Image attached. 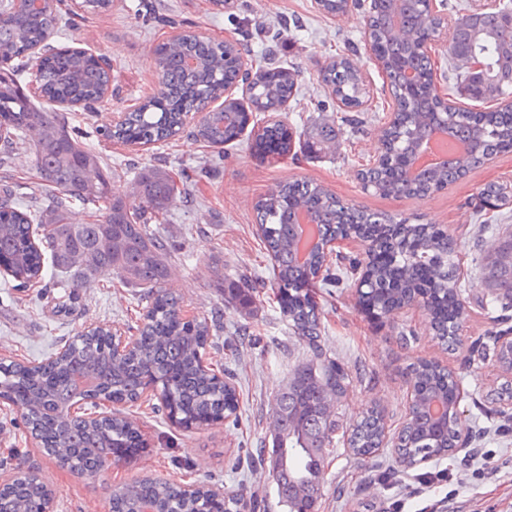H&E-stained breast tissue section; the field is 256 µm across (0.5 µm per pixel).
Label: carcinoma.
<instances>
[{
    "label": "carcinoma",
    "instance_id": "cac0c4a2",
    "mask_svg": "<svg viewBox=\"0 0 512 512\" xmlns=\"http://www.w3.org/2000/svg\"><path fill=\"white\" fill-rule=\"evenodd\" d=\"M8 17L0 19V144L31 134L36 141V167L54 194L53 209L16 206L12 186L0 184V269L25 288L45 280L52 271L67 288L92 283L130 281L155 290L134 347L112 352L109 330L80 338L63 353L39 367L0 360V399L17 405L30 435L48 453L68 452L81 471L98 472L128 457V448L141 447L140 436L117 414L99 421L78 416L64 419L84 400L77 375L94 384L93 395L114 404L136 402L149 385L160 390L168 417L185 426L202 428L236 409L235 393L227 382L201 365V349L209 336L207 321L187 320L179 299L163 289L168 277L166 241L150 222L165 214L177 186L161 172L148 171L136 182L129 199L112 195V178L101 167L99 153L53 113L38 107L19 84L17 72L36 67L41 96L49 103L89 101L111 80L101 56L70 49H34L56 33L58 0H9ZM429 17L416 0H371L365 32L376 43L393 89L401 88V70L410 66L418 84L397 92L399 115L382 131L388 163L361 172L364 185L382 195L425 197L464 178L493 153L512 151V112L496 108L461 109V115L440 130L450 142L448 161L410 175V135L433 130L439 99L434 65L418 50ZM158 90L119 120L103 126L105 140L123 145L157 144L184 130L201 97L224 96L225 84L238 77L233 47L187 33L156 47ZM450 70L460 79L464 95L475 102L497 101L512 87V0L497 7L460 14L450 34ZM257 98L271 103L291 96L298 74L283 67L254 73ZM331 92L355 97L364 83L359 70L344 56L332 60L319 74ZM254 121L251 112L232 102L197 121L192 133L212 146L239 140ZM297 131L280 123L257 136L265 152L283 150ZM329 133L320 130L303 142L309 157L321 155ZM79 199L96 206L87 224H68L64 213ZM480 207L512 204V192L490 183L479 191ZM256 222L264 226L261 241L274 260L273 286L280 293L288 324L312 352L288 384L278 391L272 410V449L268 474L285 512H316L324 482L326 453L334 446L341 425L333 411L350 385L349 374L323 353L321 318L313 295L314 280L323 266L324 244L363 237L374 240L386 258H371L369 282L362 299L370 311L385 317L417 295H428L433 335L444 345L453 341L455 326L465 314L466 285L456 278L453 244L447 232L432 224H412L349 204L310 181L279 184L256 205ZM481 287L512 300V263L499 256L483 260ZM413 399L406 419L393 438L395 461L413 466L422 458L446 456L457 447V392L461 380L432 362L412 367ZM386 422L376 408L368 409L344 439L353 455L366 458L385 445ZM49 490L28 479L0 486V512H35ZM111 512H140L152 502L158 512H241L240 499L215 501L205 488L186 494L176 483L142 479L112 490Z\"/></svg>",
    "mask_w": 512,
    "mask_h": 512
}]
</instances>
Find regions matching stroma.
Here are the masks:
<instances>
[{"label":"stroma","mask_w":512,"mask_h":512,"mask_svg":"<svg viewBox=\"0 0 512 512\" xmlns=\"http://www.w3.org/2000/svg\"><path fill=\"white\" fill-rule=\"evenodd\" d=\"M369 4L357 0L349 14L336 16L323 13L315 0H227L222 7L214 0H112L107 12L79 14L73 0H63L64 17L52 45L105 56L112 85L98 111L62 107L58 113L84 145L102 155L114 195L128 196L146 171L187 174V192L177 195L152 228L169 245L165 287L180 299L185 317L211 325L206 361L235 387L238 408L235 415L188 430L151 405H121L117 409L142 436V451L96 475L81 476L58 468L25 433L15 407L0 399V478L10 476L20 462L39 467L55 492L56 512H109L114 487L144 478L239 497L243 512H284L259 459L272 446L274 396L308 359L309 350L288 332L271 286V262L257 232L255 205L278 183L310 179L354 205L447 230L461 279L473 286L458 339L448 349L432 336L424 308L407 305L384 319L366 312L355 272L367 260L359 239L339 242L327 253L322 273L332 282L317 292L325 325L321 347L352 379L336 409L341 424L375 407L385 414L388 433L398 432L408 412L410 370L426 359L461 376L465 397L458 418L466 438L448 457L404 471L393 469L388 451L360 460L346 448H335L325 461L318 512H390L396 501L406 512H512V403L490 400L505 377L492 355L490 333H512V308L492 312L485 304L480 261L495 232L476 231L478 192L490 182L512 186V153L494 155L465 179L426 198L364 190L358 172L377 151L392 111L383 73L365 47L363 18ZM186 32L246 44L253 68L270 58L297 67L298 93L280 119L299 131L330 126L334 149L309 160L302 159L296 144L284 155H262L248 134L213 147L188 131L146 148L104 141L101 126L156 89L155 47ZM339 55L351 60L370 89L357 127L317 81L320 68ZM0 179L15 186L23 204L44 208L51 201L30 140L15 145L0 167ZM228 283L252 289L255 302L245 308L233 303L224 295ZM149 294L131 282L95 286L81 291L75 310L64 314L57 310L64 289L22 292L0 280V359L42 361L89 325L134 336L146 311L141 301ZM442 469L452 472V482H425V473Z\"/></svg>","instance_id":"35a3bbf8"}]
</instances>
